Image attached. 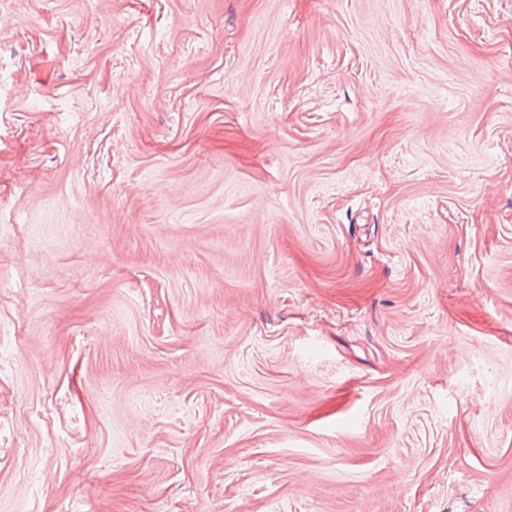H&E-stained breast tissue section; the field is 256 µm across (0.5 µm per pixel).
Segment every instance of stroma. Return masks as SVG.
Returning a JSON list of instances; mask_svg holds the SVG:
<instances>
[{
  "label": "stroma",
  "instance_id": "35a3bbf8",
  "mask_svg": "<svg viewBox=\"0 0 512 512\" xmlns=\"http://www.w3.org/2000/svg\"><path fill=\"white\" fill-rule=\"evenodd\" d=\"M0 512H512V0H0Z\"/></svg>",
  "mask_w": 512,
  "mask_h": 512
}]
</instances>
